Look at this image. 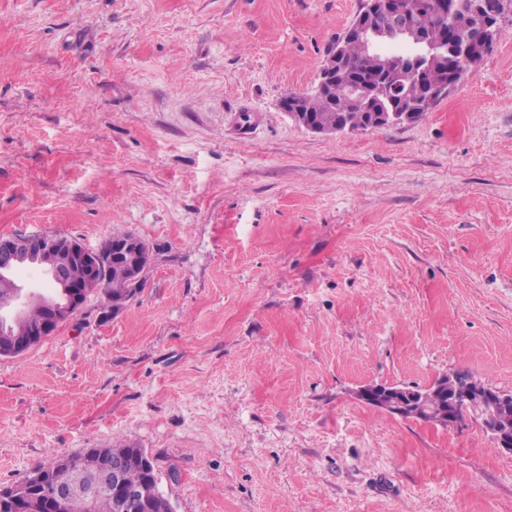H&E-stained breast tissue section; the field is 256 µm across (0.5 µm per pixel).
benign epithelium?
I'll list each match as a JSON object with an SVG mask.
<instances>
[{
    "instance_id": "obj_1",
    "label": "benign epithelium",
    "mask_w": 512,
    "mask_h": 512,
    "mask_svg": "<svg viewBox=\"0 0 512 512\" xmlns=\"http://www.w3.org/2000/svg\"><path fill=\"white\" fill-rule=\"evenodd\" d=\"M418 5L413 0H366L341 39L330 47L319 71L318 82L308 95H322L337 90L354 105H365L371 100L378 101L374 108L373 126L379 127L404 121H411L420 112L430 111L440 100L463 80L476 72L487 49L499 35L500 23L512 16V0H477L474 14L478 18V33L474 42L457 49L455 38L443 40V46L432 50L416 23ZM401 37L421 47L428 59L443 60L449 56L461 66L460 76L445 79L438 84L422 83V93L415 102H405L393 96V85L386 77L409 66L403 57L388 55L380 50V40ZM347 40L363 44L367 52L377 60L373 74H361L351 81L340 79V51ZM282 107L286 114L305 129L322 134L334 135L350 130L344 124L325 128L312 122L294 100L283 97ZM74 264L84 266L87 274L97 275L101 262L99 251L89 250L76 240L61 235L15 234L0 236V285L8 288L0 294V335L22 336L13 345H0V356H19L51 335L61 325L72 320L85 303V293L80 283L65 275ZM36 265L53 283L55 292L48 294L38 288H21L15 284L16 272L24 267ZM32 304L44 307V319L37 327L19 332L25 321L27 308ZM435 390L447 404L442 406L440 416L444 417L457 408L464 414L481 419L484 430L490 436L494 447L512 455V421H506L501 412L512 406V394H507L487 385L474 386L465 372L454 373V391H448V378L442 376L434 381ZM409 394L411 389L397 385L365 384L355 391V397L364 404H375L388 400L394 393ZM43 474L36 473L30 479L12 488L11 499L24 512H33V501L28 490L33 482L39 483ZM51 494L60 504L73 512H92L93 502L101 493H116L119 497L127 494L123 481V465L114 463L94 476L77 472L67 460H62L51 480Z\"/></svg>"
}]
</instances>
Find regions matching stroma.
Masks as SVG:
<instances>
[{"label":"stroma","mask_w":512,"mask_h":512,"mask_svg":"<svg viewBox=\"0 0 512 512\" xmlns=\"http://www.w3.org/2000/svg\"><path fill=\"white\" fill-rule=\"evenodd\" d=\"M362 0H0V235L154 245L99 319L0 357V487L144 448L174 512H512V455L358 402L512 393V21L419 119L282 111ZM288 96L287 94L283 97V110L295 123L311 132L322 135H336V133L351 131V129L352 131H367L372 128L369 121V113L348 111L346 103L337 93L336 96H331L328 99L320 96L302 98V103L315 121L323 125L343 122L349 124L351 128L344 124H338L330 128L319 126L317 123L312 122L308 115ZM394 391L408 395L412 390L397 385L365 384L355 391V397L364 404L372 405L377 403L378 400L387 401L389 396L393 397Z\"/></svg>","instance_id":"1"}]
</instances>
